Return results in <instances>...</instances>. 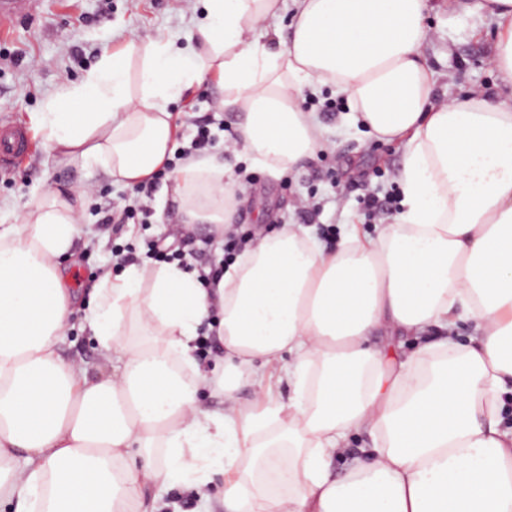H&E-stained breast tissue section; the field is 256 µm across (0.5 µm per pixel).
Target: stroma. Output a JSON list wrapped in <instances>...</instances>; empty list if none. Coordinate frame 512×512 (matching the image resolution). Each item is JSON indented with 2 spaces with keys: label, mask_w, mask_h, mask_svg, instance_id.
Returning a JSON list of instances; mask_svg holds the SVG:
<instances>
[{
  "label": "stroma",
  "mask_w": 512,
  "mask_h": 512,
  "mask_svg": "<svg viewBox=\"0 0 512 512\" xmlns=\"http://www.w3.org/2000/svg\"><path fill=\"white\" fill-rule=\"evenodd\" d=\"M435 8L426 20L430 37L423 52L427 66L435 71L449 97L463 100L478 92L497 100L512 96V84L503 80L488 60L497 39V25L479 8L480 0H463V9L449 14L446 0H433ZM202 11V0H42L36 14L0 27V114L7 113L24 126H31L36 112L61 88L80 82L100 59L103 49L119 50L129 41L146 42L185 33ZM220 90L209 80L189 90L170 110L177 118L175 142L186 143L192 128L184 124L186 111L197 118L210 115ZM342 112L318 113L327 130L328 146L305 166L280 177L250 167L244 152L226 153L232 169H248V177H236L239 204L229 229L238 236L258 225L277 229L300 223L302 202L315 198L318 214L312 225L315 237L327 249H335L343 225H357L360 233L374 234L377 225L390 223L402 200L397 173L402 155L397 145L378 140L368 128L344 124ZM34 152L14 169H0V215L21 216L33 195L67 184L90 187L83 204L85 232L74 241L72 257L62 266L71 284L88 294L103 267L121 273L116 250L134 249L144 255L147 240H167L185 253H199L201 261L212 259L215 246L209 228L193 224L176 228L168 221L176 210L170 181L153 190L152 216L147 224H122L111 230L103 246L88 245L87 230L102 231L99 207L120 206L130 188L112 182L100 168L61 166L48 153L40 133H33ZM389 199L390 212L374 215L365 207L370 196ZM207 498L194 490L175 487L166 491L144 490L139 512H223L220 493L224 476L212 474Z\"/></svg>",
  "instance_id": "stroma-1"
}]
</instances>
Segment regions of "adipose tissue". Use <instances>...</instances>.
Listing matches in <instances>:
<instances>
[{
    "mask_svg": "<svg viewBox=\"0 0 512 512\" xmlns=\"http://www.w3.org/2000/svg\"><path fill=\"white\" fill-rule=\"evenodd\" d=\"M203 2L187 43L103 51L36 113L53 156L135 185L171 151L170 105L214 79L239 145L276 175L326 148L301 100L330 87L350 103L344 123L402 148L401 209L376 237L344 228L332 252L298 224L256 236L209 288L175 263L104 271L84 310L94 378L59 352L82 188L0 221V501L135 512L144 489L199 490L219 469L224 512H512V103L438 100L421 54L429 0ZM482 7L499 28L491 63L512 81V0ZM233 185L221 152L188 158L174 178L184 222L223 241ZM207 322L219 373L193 355ZM281 362L284 402L269 373ZM359 432L372 447L332 477Z\"/></svg>",
    "mask_w": 512,
    "mask_h": 512,
    "instance_id": "obj_1",
    "label": "adipose tissue"
}]
</instances>
